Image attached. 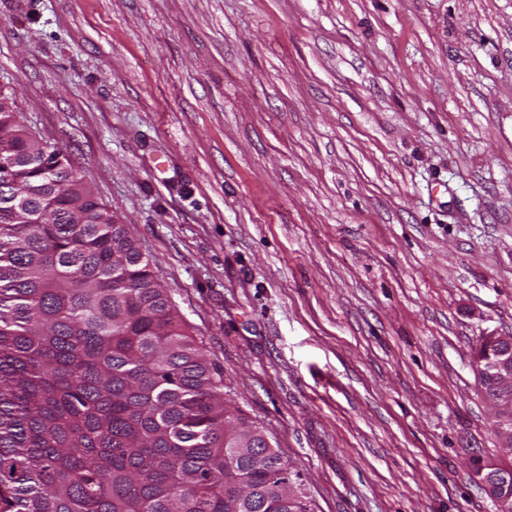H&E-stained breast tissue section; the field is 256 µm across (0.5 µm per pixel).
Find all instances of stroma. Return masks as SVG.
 Wrapping results in <instances>:
<instances>
[{"label":"stroma","mask_w":512,"mask_h":512,"mask_svg":"<svg viewBox=\"0 0 512 512\" xmlns=\"http://www.w3.org/2000/svg\"><path fill=\"white\" fill-rule=\"evenodd\" d=\"M0 85L314 512H496L512 0H0ZM486 356L474 367L478 379L491 387L489 405L494 411V428L505 455H512V335L490 333L484 336ZM474 477L476 481L486 490V492L493 498L497 505V512H511L512 511V496H497L496 489L498 487V478L485 472V468L474 470ZM487 494V495H488Z\"/></svg>","instance_id":"35a3bbf8"}]
</instances>
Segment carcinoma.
<instances>
[{
    "instance_id": "obj_1",
    "label": "carcinoma",
    "mask_w": 512,
    "mask_h": 512,
    "mask_svg": "<svg viewBox=\"0 0 512 512\" xmlns=\"http://www.w3.org/2000/svg\"><path fill=\"white\" fill-rule=\"evenodd\" d=\"M0 99V512H310L224 447L245 420L137 240Z\"/></svg>"
}]
</instances>
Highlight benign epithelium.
Segmentation results:
<instances>
[{"label": "benign epithelium", "mask_w": 512, "mask_h": 512, "mask_svg": "<svg viewBox=\"0 0 512 512\" xmlns=\"http://www.w3.org/2000/svg\"><path fill=\"white\" fill-rule=\"evenodd\" d=\"M486 356L474 362L478 378H483L491 387L489 405L494 411V428L502 452L512 455V335L490 333L484 336ZM244 436V447L257 448L270 444L263 431L254 425H237ZM476 481L493 498L497 512H512V496L496 493L499 481L485 469L474 470Z\"/></svg>", "instance_id": "7a95c632"}]
</instances>
